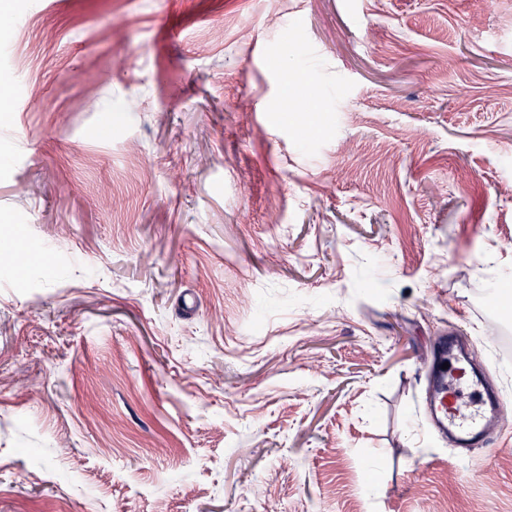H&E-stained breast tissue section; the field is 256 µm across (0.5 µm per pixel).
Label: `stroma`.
<instances>
[{
  "instance_id": "1",
  "label": "stroma",
  "mask_w": 512,
  "mask_h": 512,
  "mask_svg": "<svg viewBox=\"0 0 512 512\" xmlns=\"http://www.w3.org/2000/svg\"><path fill=\"white\" fill-rule=\"evenodd\" d=\"M31 3L0 512H512V411L462 461L423 372L512 393V0Z\"/></svg>"
}]
</instances>
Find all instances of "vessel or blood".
<instances>
[{
    "mask_svg": "<svg viewBox=\"0 0 512 512\" xmlns=\"http://www.w3.org/2000/svg\"><path fill=\"white\" fill-rule=\"evenodd\" d=\"M511 406L512 396L484 389L482 377H468L457 367L440 371L429 410L434 423L468 452L489 445L495 420Z\"/></svg>",
    "mask_w": 512,
    "mask_h": 512,
    "instance_id": "b4317fda",
    "label": "vessel or blood"
}]
</instances>
